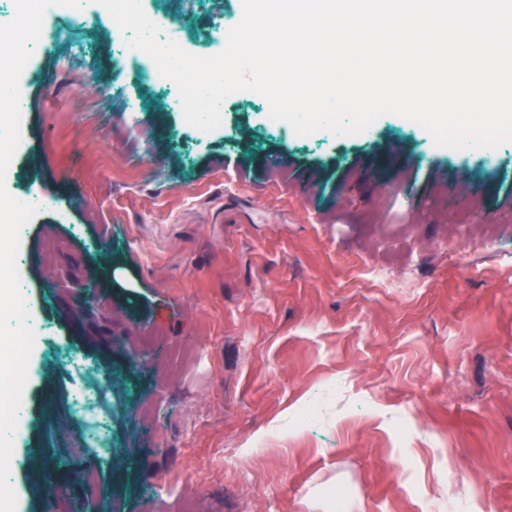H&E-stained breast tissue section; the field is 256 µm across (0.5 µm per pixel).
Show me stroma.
<instances>
[{
	"mask_svg": "<svg viewBox=\"0 0 512 512\" xmlns=\"http://www.w3.org/2000/svg\"><path fill=\"white\" fill-rule=\"evenodd\" d=\"M108 28L25 87L7 189L55 206L20 234L16 512H512V142L396 115L301 142L260 96L201 135ZM55 346L110 390L111 454Z\"/></svg>",
	"mask_w": 512,
	"mask_h": 512,
	"instance_id": "obj_1",
	"label": "stroma"
}]
</instances>
